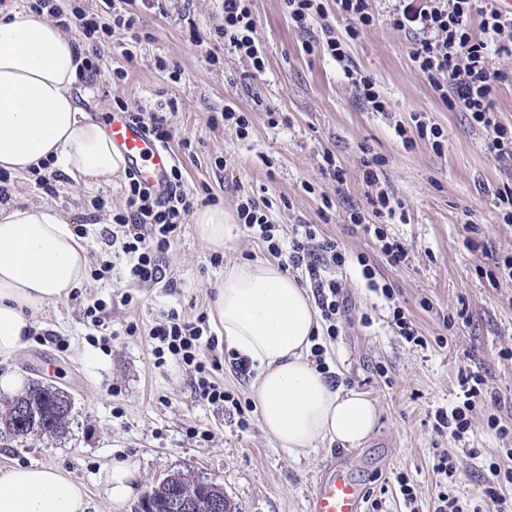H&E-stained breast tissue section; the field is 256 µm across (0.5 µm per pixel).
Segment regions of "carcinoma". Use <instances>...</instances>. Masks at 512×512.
<instances>
[{"mask_svg":"<svg viewBox=\"0 0 512 512\" xmlns=\"http://www.w3.org/2000/svg\"><path fill=\"white\" fill-rule=\"evenodd\" d=\"M26 392L36 397L44 406L45 417L40 429L35 430L26 423L18 424L13 419L15 401L10 399L6 401L5 411L0 413V437L19 440L35 432L49 436L64 432L68 427L71 416L67 409V406L72 404L69 395L63 393L57 387L46 388L35 382L27 387ZM186 478L187 475L176 472L174 478L156 489L154 495L155 512H167L168 499L176 492L178 487L182 486V480Z\"/></svg>","mask_w":512,"mask_h":512,"instance_id":"obj_1","label":"carcinoma"}]
</instances>
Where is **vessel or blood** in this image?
<instances>
[{
  "instance_id": "b4317fda",
  "label": "vessel or blood",
  "mask_w": 512,
  "mask_h": 512,
  "mask_svg": "<svg viewBox=\"0 0 512 512\" xmlns=\"http://www.w3.org/2000/svg\"><path fill=\"white\" fill-rule=\"evenodd\" d=\"M104 129L128 170L161 198L170 192L168 180L175 156L157 143L124 113H110ZM365 493L344 466L328 465L309 497L310 512H362Z\"/></svg>"
}]
</instances>
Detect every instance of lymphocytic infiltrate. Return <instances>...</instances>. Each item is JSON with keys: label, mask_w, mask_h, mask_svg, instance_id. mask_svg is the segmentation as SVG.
Here are the masks:
<instances>
[{"label": "lymphocytic infiltrate", "mask_w": 512, "mask_h": 512, "mask_svg": "<svg viewBox=\"0 0 512 512\" xmlns=\"http://www.w3.org/2000/svg\"><path fill=\"white\" fill-rule=\"evenodd\" d=\"M135 0H112V15L104 17L75 9L65 11L57 0H29L33 12L46 17L60 28H80L87 42L118 28L132 29L136 18L131 10ZM252 0H223L224 25L220 30L225 43L249 58L256 71H263L265 59L257 38V21L251 10ZM480 14V31H473L471 18ZM417 17L426 34L415 39L411 57L416 69L425 75L449 109L468 112L472 123L487 135V150L498 161L512 160V127L498 116L495 95L503 73L492 67L493 57H512V17L493 10L478 13L477 0H422ZM174 190L166 200L137 178L128 177L123 207L112 214V226L105 229L107 246H119L127 256L125 275L139 286L159 282L163 277L161 254L166 253L185 229L187 217L201 199L198 193L184 189L181 168L171 172ZM236 211L243 231L256 239L267 252L278 258L286 272L308 278L325 333L339 334L338 321L347 311L344 285L333 276V269L343 267L345 254L336 243L322 239L314 225H304L292 237H284L272 224L255 197H238ZM148 336L155 355H170L191 375L195 396L207 403L228 406L236 413L244 408L239 398L226 391L217 374L224 356L212 333L207 312L195 318L169 312L150 328ZM464 408L438 412L436 429H449L460 436L470 426L467 409L473 408L483 394V378L477 372L463 377Z\"/></svg>", "instance_id": "1"}]
</instances>
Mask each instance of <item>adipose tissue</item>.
I'll list each match as a JSON object with an SVG mask.
<instances>
[{"label": "adipose tissue", "mask_w": 512, "mask_h": 512, "mask_svg": "<svg viewBox=\"0 0 512 512\" xmlns=\"http://www.w3.org/2000/svg\"><path fill=\"white\" fill-rule=\"evenodd\" d=\"M75 36L29 9L0 11V168L28 173L51 163L73 182L93 187L125 170L103 127L76 105L73 87L85 60ZM235 217L215 206L198 210L194 230L221 247ZM89 249L59 209L0 205V361L13 358L38 318L84 285ZM228 349L256 370L255 394L265 432L282 447L320 442L361 447L377 407L366 394L333 386L311 361L320 331L314 302L278 262L225 268L212 304ZM84 486L61 468L32 464L0 470V512H87Z\"/></svg>", "instance_id": "obj_1"}]
</instances>
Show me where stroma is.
I'll use <instances>...</instances> for the list:
<instances>
[{"instance_id":"obj_1","label":"stroma","mask_w":512,"mask_h":512,"mask_svg":"<svg viewBox=\"0 0 512 512\" xmlns=\"http://www.w3.org/2000/svg\"><path fill=\"white\" fill-rule=\"evenodd\" d=\"M407 2L372 0L373 26L352 40L346 34L350 22L334 0H325V17L303 31L294 27L283 0H253L265 56L259 73L218 36L224 23L219 0H162L156 8L136 0L134 27L102 39L98 73L79 82L97 121L119 100L146 110L177 101L170 146L185 188L209 190L227 209L239 194H256L271 200L270 219L284 233L314 224L321 237L340 246L348 258L342 272L347 318L336 340L322 335L318 341L337 384L378 405L377 424L362 447L282 448L264 431L259 412L248 413L249 426L241 428L235 411L196 399L188 374L173 359L157 363L147 338L151 327L172 310L186 315L194 306L210 309L226 265L268 257L238 228L219 251L222 263L212 264L217 251L189 227L161 259L163 282L138 287L116 277L87 280L78 298L55 304L40 321L66 340V349L33 338L9 364H0L1 372L14 370L25 382L63 389L72 398L66 433L0 440V469L61 466L86 486L89 512H139L145 492L177 471L222 487L239 512H308L326 462L341 457L375 512H437L443 492L467 501L471 512H495L481 485L490 463L512 466L504 454L512 448V283L492 281L488 272L493 255H512V224L498 223L494 209L495 190L512 187V161L494 160L469 114L448 110L415 68L409 36L389 23ZM330 35L345 40L346 63L324 51ZM116 68L125 70L124 79H113ZM349 68L374 79L386 112L365 109L345 74ZM228 106L248 116L247 138L214 124ZM271 109L283 113L284 124H269ZM416 113L442 131L441 149L427 139L407 144L397 136L395 124L409 123ZM327 150L345 172L343 186L321 173ZM374 155L385 160L379 189L405 214L383 225L389 241L407 251L397 265L347 217L352 209L371 212L361 159ZM124 183L119 177L89 190L65 178L48 195L31 176L17 174L10 191L21 204L59 206L74 223L86 225L91 264L109 260L119 266L122 258L103 244L101 233L123 204ZM98 196L108 209L92 207ZM326 198L333 209L324 216ZM471 239L478 248L468 247ZM360 255L394 288L393 302L365 287ZM126 292L134 300L124 305ZM97 299L109 304L118 332L105 346L92 341L83 319ZM396 304L416 323L423 345L399 335L392 322ZM365 313L371 325L361 324ZM131 323L136 335H124ZM381 366L386 376L378 375ZM471 370L483 374L485 396L469 414L470 428L459 439L437 433L436 411L462 404L459 380ZM495 420L508 436L492 428ZM193 427L209 431L210 440L190 438ZM443 449L456 466L455 479L434 469ZM116 459L135 470L136 493L121 504L112 502L103 480ZM402 476L410 481L413 501L400 492Z\"/></svg>"}]
</instances>
